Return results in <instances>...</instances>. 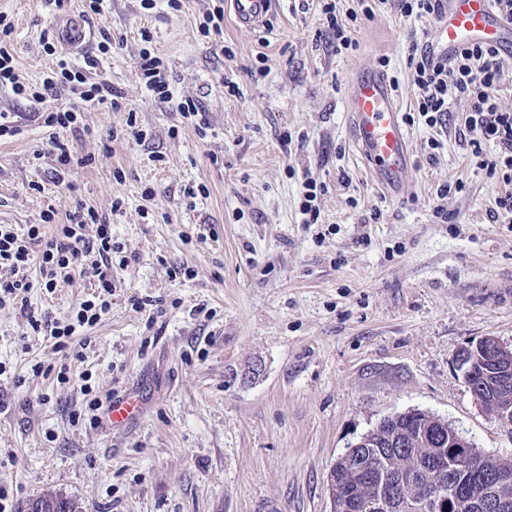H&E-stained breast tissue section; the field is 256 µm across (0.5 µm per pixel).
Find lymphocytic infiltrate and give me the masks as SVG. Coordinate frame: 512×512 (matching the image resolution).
Here are the masks:
<instances>
[{"label": "lymphocytic infiltrate", "mask_w": 512, "mask_h": 512, "mask_svg": "<svg viewBox=\"0 0 512 512\" xmlns=\"http://www.w3.org/2000/svg\"><path fill=\"white\" fill-rule=\"evenodd\" d=\"M14 24L0 14V85L10 86L18 96H27L43 103L61 93L72 95L68 107H53L43 113L48 128V153L58 171L70 170L73 154L67 135L79 128L78 112L84 107H107L113 112L124 107L121 93L107 79L91 80L82 68L57 57V47L50 32H43L41 41L47 55L56 56L42 81L29 84L20 81L14 67L11 42ZM411 87L417 112L430 128H446L450 119V102L467 99L469 108L464 126L472 138L471 154L478 169L505 186L495 200L492 216L500 223H512V111L502 110L496 93L500 84L501 53L497 49L474 45L449 59L431 57L426 48H415L408 60ZM494 144L495 155H486L485 144ZM55 225L54 233H46V225ZM95 225L94 236H86V225ZM117 250L112 242L109 215L84 207L59 216L54 207H46L42 221L18 233L12 225H0V268L10 277L0 281V308L23 306V315L33 332L48 336L56 350L63 351L77 329L95 326L107 313L112 294V255ZM91 258L86 273L95 282L91 298L82 300L75 318L66 324L46 322L25 309L26 294L32 286L31 267H38L40 283L53 290L58 280L69 279L80 257Z\"/></svg>", "instance_id": "f902f5d3"}]
</instances>
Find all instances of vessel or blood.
Wrapping results in <instances>:
<instances>
[{
	"mask_svg": "<svg viewBox=\"0 0 512 512\" xmlns=\"http://www.w3.org/2000/svg\"><path fill=\"white\" fill-rule=\"evenodd\" d=\"M228 3L236 24L252 30L265 25L276 0ZM88 37L84 24L76 20L59 30L62 43L73 50L82 48ZM473 44L512 49V20L500 15L492 0H448V11L431 39L435 57H448ZM347 110L355 147L371 179L391 196H400L409 168L410 134L387 76L376 69L356 70L348 86ZM143 410L144 401L136 393L113 397L104 425L127 426L137 421Z\"/></svg>",
	"mask_w": 512,
	"mask_h": 512,
	"instance_id": "1",
	"label": "vessel or blood"
}]
</instances>
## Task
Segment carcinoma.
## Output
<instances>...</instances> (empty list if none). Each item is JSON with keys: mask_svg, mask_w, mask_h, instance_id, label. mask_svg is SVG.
I'll use <instances>...</instances> for the list:
<instances>
[{"mask_svg": "<svg viewBox=\"0 0 512 512\" xmlns=\"http://www.w3.org/2000/svg\"><path fill=\"white\" fill-rule=\"evenodd\" d=\"M447 424L423 412L407 411L383 420L359 440V445L347 448L343 459L333 471L342 485L343 498L336 512H363L356 503L373 500L380 480H386L390 507L379 512H399L397 495L419 496L425 481L422 469L441 455L436 433ZM512 468V458L482 455L481 468L470 475L461 489V496L476 505L470 509L450 512H512V500L503 508L484 510L479 507L489 498L491 484L499 469ZM27 512H75L74 503L59 494L39 495L27 503Z\"/></svg>", "mask_w": 512, "mask_h": 512, "instance_id": "cac0c4a2", "label": "carcinoma"}]
</instances>
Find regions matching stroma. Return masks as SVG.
<instances>
[{"label":"stroma","instance_id":"35a3bbf8","mask_svg":"<svg viewBox=\"0 0 512 512\" xmlns=\"http://www.w3.org/2000/svg\"><path fill=\"white\" fill-rule=\"evenodd\" d=\"M209 0H106L103 14L71 0L93 37L71 57L121 91L128 112L89 108L71 142L86 160L52 178L32 99L0 90V113L23 133L0 140V224L41 221L84 205L111 213L126 266H113L112 305L82 361L66 362L19 309L0 308V486L8 512L53 492L79 512H330L336 459L387 416L434 415L483 452L512 456V432L474 401L457 352L492 337L512 350V223L488 216L503 185L477 169L454 100L444 133L409 128L400 198L381 192L354 149L346 92L359 67L397 76L402 113L416 107L408 58L435 25L386 9L348 15L356 49L334 52L318 6L277 0L268 27L224 20V44L198 30ZM15 25L21 81L52 64L40 36L56 16L43 0H0ZM123 36L102 57L103 34ZM152 45L168 66L173 102L137 78ZM238 85L230 95L226 82ZM198 100L203 129L174 102ZM145 131V141L129 137ZM291 142H282V134ZM443 147L429 160L427 141ZM324 185L320 219L305 225L302 183ZM463 182L440 204L438 184ZM41 184L42 192L32 191ZM206 185L188 201L183 190ZM120 210H113L114 201ZM92 280L54 292L33 286L27 307L73 319ZM47 375L32 377L33 364ZM69 364L61 384L55 369ZM135 388L146 412L125 428L91 420L90 395Z\"/></svg>","mask_w":512,"mask_h":512}]
</instances>
